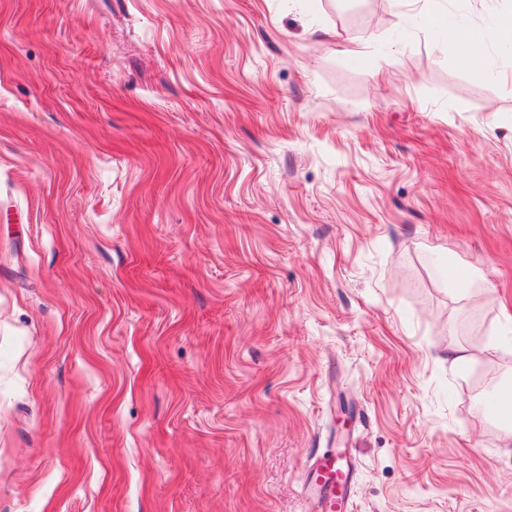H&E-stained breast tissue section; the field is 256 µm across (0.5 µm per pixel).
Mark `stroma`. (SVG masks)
<instances>
[{"label": "stroma", "instance_id": "stroma-1", "mask_svg": "<svg viewBox=\"0 0 512 512\" xmlns=\"http://www.w3.org/2000/svg\"><path fill=\"white\" fill-rule=\"evenodd\" d=\"M509 8L0 0V512H512ZM448 33L461 47L470 71L475 78H485L492 74L484 64V58L490 47L512 52V10L500 14L494 26L490 28L459 29L448 21ZM355 464L335 451L315 458L306 473V497L313 512H342L351 492Z\"/></svg>", "mask_w": 512, "mask_h": 512}]
</instances>
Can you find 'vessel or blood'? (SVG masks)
I'll return each mask as SVG.
<instances>
[{"instance_id":"obj_1","label":"vessel or blood","mask_w":512,"mask_h":512,"mask_svg":"<svg viewBox=\"0 0 512 512\" xmlns=\"http://www.w3.org/2000/svg\"><path fill=\"white\" fill-rule=\"evenodd\" d=\"M355 464L346 456L326 452L306 473V497L311 512H343L351 492Z\"/></svg>"}]
</instances>
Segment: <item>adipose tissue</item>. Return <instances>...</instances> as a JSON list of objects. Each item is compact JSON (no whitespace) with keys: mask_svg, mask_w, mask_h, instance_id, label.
<instances>
[{"mask_svg":"<svg viewBox=\"0 0 512 512\" xmlns=\"http://www.w3.org/2000/svg\"><path fill=\"white\" fill-rule=\"evenodd\" d=\"M448 32L461 47L472 75L478 79L487 77L489 71L484 63L487 50L495 47L512 52V10L500 14L492 27L462 30L452 24Z\"/></svg>","mask_w":512,"mask_h":512,"instance_id":"1","label":"adipose tissue"}]
</instances>
